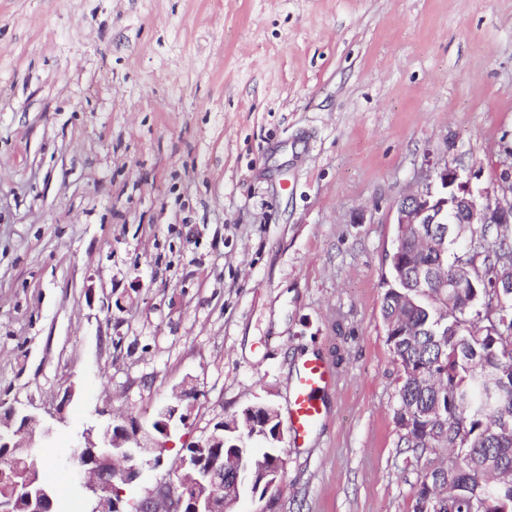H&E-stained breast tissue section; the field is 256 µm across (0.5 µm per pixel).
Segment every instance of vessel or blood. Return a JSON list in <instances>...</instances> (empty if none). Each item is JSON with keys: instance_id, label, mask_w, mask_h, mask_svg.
<instances>
[{"instance_id": "obj_1", "label": "vessel or blood", "mask_w": 512, "mask_h": 512, "mask_svg": "<svg viewBox=\"0 0 512 512\" xmlns=\"http://www.w3.org/2000/svg\"><path fill=\"white\" fill-rule=\"evenodd\" d=\"M334 382L329 361L315 357L302 362L289 394V429L297 444H304L322 422L326 411L324 392Z\"/></svg>"}]
</instances>
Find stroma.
I'll return each instance as SVG.
<instances>
[{
	"label": "stroma",
	"instance_id": "35a3bbf8",
	"mask_svg": "<svg viewBox=\"0 0 512 512\" xmlns=\"http://www.w3.org/2000/svg\"><path fill=\"white\" fill-rule=\"evenodd\" d=\"M511 148L512 0H0V412L62 414L66 452L194 379L137 500L224 417L286 413L310 351L336 377L279 512H413L392 208L437 160L493 191ZM42 479L89 512L73 465Z\"/></svg>",
	"mask_w": 512,
	"mask_h": 512
}]
</instances>
